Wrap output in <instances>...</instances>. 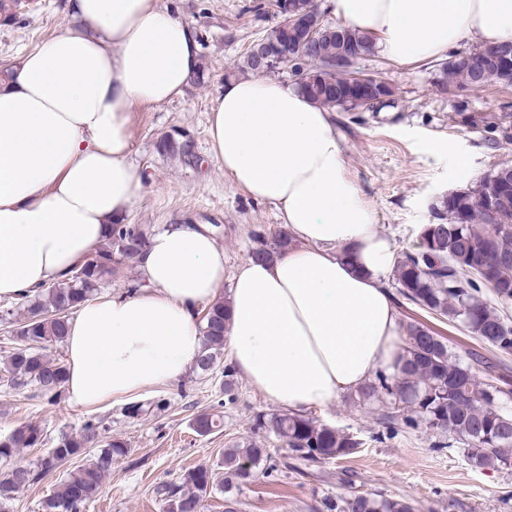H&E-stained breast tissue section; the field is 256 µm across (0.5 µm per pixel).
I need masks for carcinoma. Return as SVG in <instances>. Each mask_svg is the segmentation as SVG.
Returning a JSON list of instances; mask_svg holds the SVG:
<instances>
[{
    "instance_id": "1",
    "label": "carcinoma",
    "mask_w": 512,
    "mask_h": 512,
    "mask_svg": "<svg viewBox=\"0 0 512 512\" xmlns=\"http://www.w3.org/2000/svg\"><path fill=\"white\" fill-rule=\"evenodd\" d=\"M283 21L248 46L243 67L256 75L291 65L298 90L321 107L337 112H364L349 74L336 73V62L363 61L374 55L375 44L365 34L325 19L314 0H275ZM302 15L303 27L286 23ZM502 80L493 52L479 47L455 53L440 66L435 88L441 94L478 89L489 80ZM250 257L274 256L288 247L279 230L257 233ZM148 243L147 234L132 224H111L103 242L67 278L30 291L21 298L24 317L10 330L12 345L0 374L14 389L54 402L67 381V367L51 359L46 350L66 341L71 313L118 271L122 260L138 256ZM400 295L420 309L457 322L469 336L502 355H512V319L491 305L512 302V165L501 166L471 189L455 192L434 207V220L419 230L416 248L402 252L396 264ZM228 320L225 304L218 301L202 318V351L195 371L207 375L216 368L224 350ZM401 366L398 372L379 371L357 392L362 401L384 400L382 430L377 439L423 427L448 441L441 449L462 445L478 468L507 464L504 449H512V380L499 375L486 383L476 367L487 372L497 364L471 349L469 363L452 356L448 340L432 328L411 321L403 326ZM199 436L220 427L219 416L202 412L191 421ZM255 427L272 434L293 457L317 462L354 454L363 445L355 434L320 424L307 412L255 416ZM99 425L88 423L77 436H63L31 467L17 465L0 473V512H10L19 490L34 485L48 473L98 443ZM43 428L23 423L0 439V459L24 448L42 445ZM119 439H110L100 453L70 472L60 489L43 501L44 512H83L112 468V460L127 455ZM275 469L270 449L253 440L235 442L224 449V469L245 482L258 469ZM214 492L211 472L205 467L186 471L177 483H163L156 494L164 512H203L204 499ZM327 512H415L405 498L354 494L324 504Z\"/></svg>"
}]
</instances>
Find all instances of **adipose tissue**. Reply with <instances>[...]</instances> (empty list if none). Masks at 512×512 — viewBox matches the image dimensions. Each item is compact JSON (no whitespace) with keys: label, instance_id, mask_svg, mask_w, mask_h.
<instances>
[{"label":"adipose tissue","instance_id":"obj_1","mask_svg":"<svg viewBox=\"0 0 512 512\" xmlns=\"http://www.w3.org/2000/svg\"><path fill=\"white\" fill-rule=\"evenodd\" d=\"M70 25L0 82V301L64 279L143 196L135 107L181 97L199 68L190 27L157 0H70ZM345 26L413 65L464 41L512 39V0H331ZM209 136L224 173L279 211L290 244L224 275L202 224H172L138 257L141 288L83 303L66 338L72 404L170 382L202 350L199 305L229 289V362L296 412L396 370L402 328L391 240L348 177L330 111L278 81L225 82Z\"/></svg>","mask_w":512,"mask_h":512}]
</instances>
